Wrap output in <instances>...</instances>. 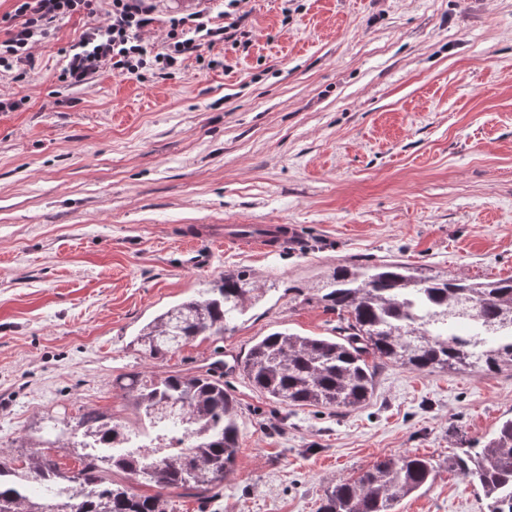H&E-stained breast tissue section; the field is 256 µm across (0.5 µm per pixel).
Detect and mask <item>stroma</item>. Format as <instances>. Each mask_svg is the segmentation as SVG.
<instances>
[{"instance_id": "stroma-1", "label": "stroma", "mask_w": 512, "mask_h": 512, "mask_svg": "<svg viewBox=\"0 0 512 512\" xmlns=\"http://www.w3.org/2000/svg\"><path fill=\"white\" fill-rule=\"evenodd\" d=\"M252 45L204 49L142 81L56 75L73 18L0 96V459L79 468V414L133 428L115 384L223 360L239 415L215 489L167 491L169 512H318L325 489L380 457L432 459L398 512H486L448 467L512 417V371L383 363L365 406L287 407L234 365L283 329L334 336L321 300L337 265L397 259L472 282L512 276V0H242ZM291 224L301 240L239 251L186 228ZM264 292L234 331L152 360L131 341L224 273Z\"/></svg>"}]
</instances>
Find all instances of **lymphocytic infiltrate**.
<instances>
[{
	"mask_svg": "<svg viewBox=\"0 0 512 512\" xmlns=\"http://www.w3.org/2000/svg\"><path fill=\"white\" fill-rule=\"evenodd\" d=\"M240 0H224V23L211 25L198 10L168 20L162 47L148 43L143 33L154 21L152 0H13L11 11L0 14V75L22 81L20 63L30 60L31 50L60 25L80 16L85 20L78 40L64 48L59 82L83 84L103 65L129 78L151 76L169 79L190 56L204 47L233 42L249 49L252 39L241 27ZM104 22H97V15Z\"/></svg>",
	"mask_w": 512,
	"mask_h": 512,
	"instance_id": "f902f5d3",
	"label": "lymphocytic infiltrate"
}]
</instances>
